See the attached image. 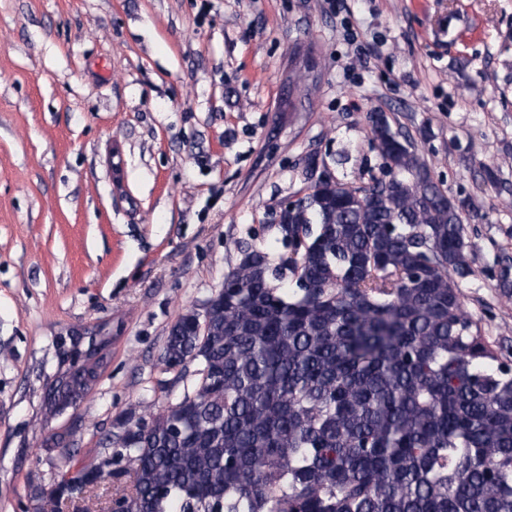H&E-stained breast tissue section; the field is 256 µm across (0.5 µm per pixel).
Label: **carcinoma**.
I'll return each instance as SVG.
<instances>
[{"instance_id": "1", "label": "carcinoma", "mask_w": 512, "mask_h": 512, "mask_svg": "<svg viewBox=\"0 0 512 512\" xmlns=\"http://www.w3.org/2000/svg\"><path fill=\"white\" fill-rule=\"evenodd\" d=\"M388 183L315 181L171 326L161 363L194 381L102 441L92 497L130 512H512V369L463 309L462 207L412 140L372 124ZM62 351L52 416L97 378ZM38 512H61L55 490Z\"/></svg>"}]
</instances>
